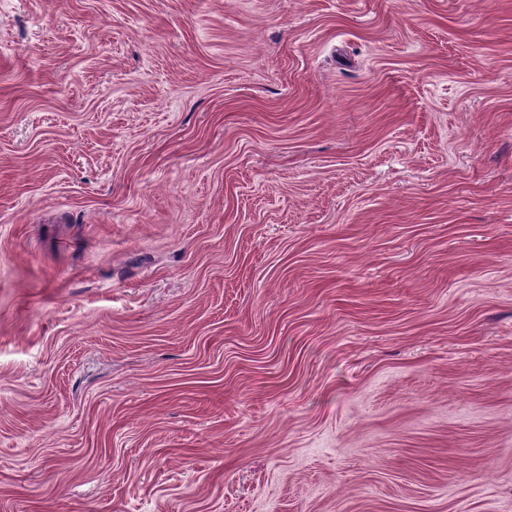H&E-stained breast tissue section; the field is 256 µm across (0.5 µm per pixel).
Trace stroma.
<instances>
[{
    "instance_id": "1",
    "label": "stroma",
    "mask_w": 512,
    "mask_h": 512,
    "mask_svg": "<svg viewBox=\"0 0 512 512\" xmlns=\"http://www.w3.org/2000/svg\"><path fill=\"white\" fill-rule=\"evenodd\" d=\"M0 512H512V0H0Z\"/></svg>"
}]
</instances>
